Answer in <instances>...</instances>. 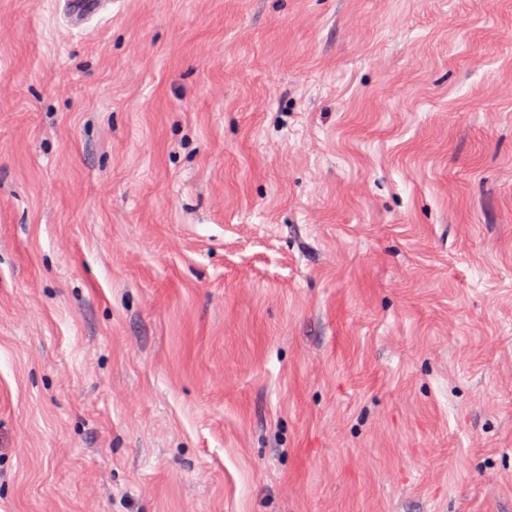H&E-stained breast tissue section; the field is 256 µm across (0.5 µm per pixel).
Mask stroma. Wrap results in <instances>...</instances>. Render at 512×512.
Returning <instances> with one entry per match:
<instances>
[{"mask_svg": "<svg viewBox=\"0 0 512 512\" xmlns=\"http://www.w3.org/2000/svg\"><path fill=\"white\" fill-rule=\"evenodd\" d=\"M0 512H512V0H0ZM60 11L74 26L105 16L112 6V0H60Z\"/></svg>", "mask_w": 512, "mask_h": 512, "instance_id": "stroma-1", "label": "stroma"}]
</instances>
